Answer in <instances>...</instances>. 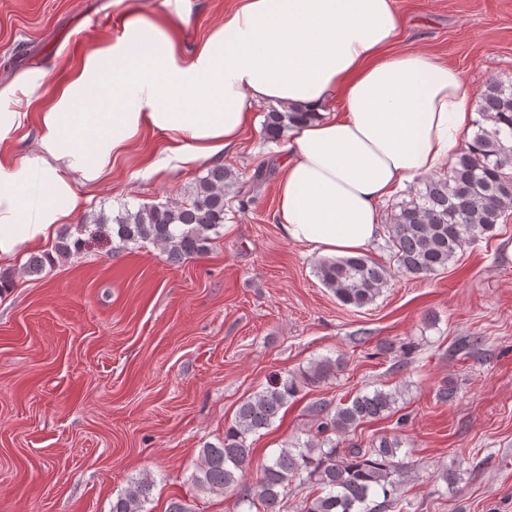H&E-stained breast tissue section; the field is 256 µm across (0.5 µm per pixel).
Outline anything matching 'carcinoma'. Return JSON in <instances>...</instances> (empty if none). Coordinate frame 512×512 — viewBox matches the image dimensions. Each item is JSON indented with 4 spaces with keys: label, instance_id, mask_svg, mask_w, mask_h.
I'll use <instances>...</instances> for the list:
<instances>
[{
    "label": "carcinoma",
    "instance_id": "carcinoma-1",
    "mask_svg": "<svg viewBox=\"0 0 512 512\" xmlns=\"http://www.w3.org/2000/svg\"><path fill=\"white\" fill-rule=\"evenodd\" d=\"M476 106L477 132L455 153L447 173L427 178L391 214L388 247L404 275L428 278L447 268L457 250L492 231L505 205L512 203V84L487 82L476 93ZM304 116L268 109L262 124L265 139L280 141ZM235 181L230 169L213 166L198 180L189 202L127 209L112 219V235L123 244L159 245L174 263L200 256L208 251L211 235L224 226L225 196ZM104 228L103 223L93 230L77 224L76 233L60 237L55 252L60 257L78 253L86 244L82 235L94 236ZM316 273L338 301L356 308L375 302L392 277L390 268L365 254L321 260ZM341 365L339 358L319 360L301 376L280 377L242 402L224 438L203 446L193 484L209 494L235 491L239 502L260 512H288L286 495L295 482L316 486L302 500L300 512H387L398 507L401 442L384 438L365 447L341 448L335 440L393 411L397 393L379 389L359 392L333 409L315 406L316 433L286 444L256 467L250 485L240 486L253 462L250 436L271 427L302 386L326 381ZM152 486L147 476L133 482L112 503V512H145Z\"/></svg>",
    "mask_w": 512,
    "mask_h": 512
}]
</instances>
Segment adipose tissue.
<instances>
[{"label":"adipose tissue","instance_id":"ef3b65f1","mask_svg":"<svg viewBox=\"0 0 512 512\" xmlns=\"http://www.w3.org/2000/svg\"><path fill=\"white\" fill-rule=\"evenodd\" d=\"M392 0H243L189 57L162 21L133 14L41 116L39 150L0 161V260L44 245L133 140L166 136L146 169L192 167L234 147L260 104L312 113L288 132L276 216L320 255H354L378 204L446 166L470 140L474 96L423 52L385 54Z\"/></svg>","mask_w":512,"mask_h":512}]
</instances>
